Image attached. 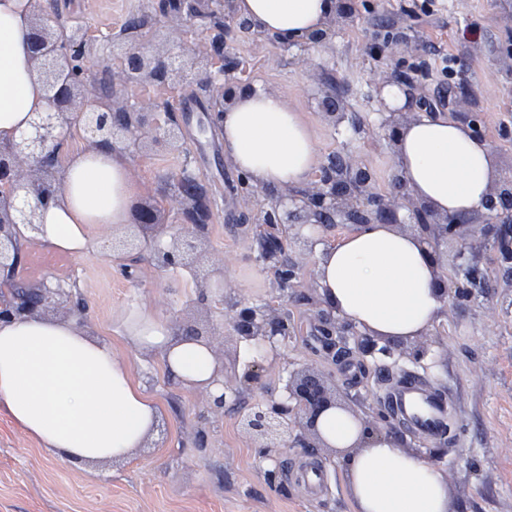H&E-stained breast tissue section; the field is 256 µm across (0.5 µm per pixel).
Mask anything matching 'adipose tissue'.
Instances as JSON below:
<instances>
[{
  "label": "adipose tissue",
  "mask_w": 512,
  "mask_h": 512,
  "mask_svg": "<svg viewBox=\"0 0 512 512\" xmlns=\"http://www.w3.org/2000/svg\"><path fill=\"white\" fill-rule=\"evenodd\" d=\"M37 0H0V141L25 131L46 108L28 35ZM258 30L294 45L323 27L332 0H237ZM218 124L224 157L256 187L306 183L318 159L301 114L263 83L238 95ZM395 168L414 197L437 213L475 212L493 183L485 139L445 114L406 125ZM142 194L121 157L92 146L66 155L54 199L39 211L35 236L54 249L85 254L98 246L93 225L134 222ZM317 276L332 311L374 336L408 338L428 328L444 304L438 274L418 236L370 224L339 241L316 243ZM134 345L158 353L182 386L200 388L217 366L210 349L174 337L165 321L139 309L123 324ZM0 411L53 459L88 467L126 458L151 439L161 408L112 353L72 318L16 315L0 320ZM357 512H448V484L436 464L384 439L347 467Z\"/></svg>",
  "instance_id": "obj_1"
}]
</instances>
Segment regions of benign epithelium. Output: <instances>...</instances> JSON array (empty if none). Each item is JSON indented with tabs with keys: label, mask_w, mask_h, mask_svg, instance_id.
I'll list each match as a JSON object with an SVG mask.
<instances>
[{
	"label": "benign epithelium",
	"mask_w": 512,
	"mask_h": 512,
	"mask_svg": "<svg viewBox=\"0 0 512 512\" xmlns=\"http://www.w3.org/2000/svg\"><path fill=\"white\" fill-rule=\"evenodd\" d=\"M155 14L163 17L169 29L167 44L152 47L154 29L141 17L120 37L98 41L87 36L61 37L51 18L42 14L31 23L29 36L34 67L48 101V109L37 114L32 130L17 138L0 141V284L8 295L0 301V316L10 314L44 315L52 299L61 292L46 283H15L21 260L24 237L20 226L35 228L38 209L48 198V186L55 184L59 173L57 146L64 133L78 128L93 146L118 155L136 156L150 148L182 153L183 135L173 116V104L162 105L166 119L160 120L158 108H146L128 94L135 87H166L180 91L184 87H202L210 91L215 107L222 108L234 89L247 86L238 76L241 64L227 54V35L234 29L255 33L251 21L240 17L234 0H157ZM351 2L336 0V14L327 27L313 33L310 40L320 43L336 28V24L352 18ZM200 27L211 36L184 53L175 34L184 27ZM109 49L120 61L118 86L112 88L108 102L82 103L80 98L87 84L84 59L102 49ZM390 84L404 88L406 111L387 112L382 125L390 140H396L400 127L418 118L412 111H432L433 106L416 93L417 81L401 69L382 81L378 90ZM317 108L329 123L336 126L345 118L341 99L327 93L316 99ZM180 189L176 200L184 220L182 231L159 244L152 256L162 268H198L204 256L208 224L211 220L206 191L188 169L178 179ZM393 183L397 197L390 198L374 189L370 170L354 164L341 155L328 157L314 182L306 187L285 186L266 193V207L261 210V223L282 229L287 224H317L331 228L338 224L363 226L388 224L401 231L405 222L399 210L405 206L412 214L419 236L432 248L456 238L463 242L491 238L500 259L512 269V176L495 182L483 209L485 222L470 223L463 216L448 217L434 213L424 202L414 198L400 175ZM158 203L145 201L135 207V225L143 232L161 227ZM101 248L110 255H123L141 248L136 237L107 235ZM259 251L264 262L276 267V283L281 291L295 287L297 272L288 263L286 242H268ZM224 284V271L212 267L197 281L199 299L204 301L214 286ZM240 341L277 349L280 340L288 337L287 320L266 307H244L231 322ZM343 413L355 422L357 438L341 446L349 458L365 447L366 439L391 433L390 416L382 424L361 419L336 401V395L315 373L308 370L289 378L279 400L253 407L241 419V427L256 441L259 453L273 459V453L288 446L293 430L299 427L310 433L323 448L332 444L322 431V423L332 413Z\"/></svg>",
	"instance_id": "obj_1"
}]
</instances>
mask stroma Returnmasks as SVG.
<instances>
[{
	"label": "stroma",
	"instance_id": "1",
	"mask_svg": "<svg viewBox=\"0 0 512 512\" xmlns=\"http://www.w3.org/2000/svg\"><path fill=\"white\" fill-rule=\"evenodd\" d=\"M40 9L60 12L90 37L119 34L127 22L150 11L151 0H41ZM351 21L340 24L325 48L291 50L266 39L238 33L227 39L231 56L246 66L250 81H261L302 112L319 161L332 154L364 164L375 189L393 191L392 145L381 127L383 106L376 85L397 66L417 70L422 92L435 111L449 115L478 112L498 175L512 174V0H354ZM388 43L383 58L373 57L372 42ZM336 91L347 114L339 127L328 124L315 98ZM191 90L174 101L187 154L152 151L128 158L144 199L159 201L164 234L183 222L169 200L182 168H190L205 187L212 212L205 264L224 268V295L195 305L197 288L176 270L157 266L135 251L124 262L137 265L135 279L124 278L110 257L92 252L68 256L38 241L26 243L18 280H53L84 304L85 327L106 336L112 352L134 380L161 406L155 439L125 460L101 464L96 476L49 457L25 430L0 413V512H355L340 457L329 448L278 449L277 462L259 457L240 420L253 405L279 394L285 380L305 368L318 370L336 388L338 400L361 417H375L383 390L411 371L450 391L457 407L454 436L425 440L404 432L402 451L437 452L448 482L451 512H512V289L501 280L494 245L477 248L472 262L458 257L452 240L436 254L442 277L466 279L470 266L479 277L468 296L448 298L429 329L391 342L392 356L363 355L355 338L330 343L323 334L328 308L317 282V254L311 238L325 241L344 227L288 229V255L298 269L297 286L285 294L274 274L258 262L259 225L247 217L253 199L233 194L235 170L224 158L214 126L212 98L203 111L188 112ZM262 305L287 313L290 335L267 353L259 383L246 380L252 358L229 328L236 308ZM138 307L162 317L172 333L191 327L206 335L224 362V382L240 389L238 402L211 411L200 391H189L166 374L159 355H144L121 335L123 321ZM424 350L413 360V350ZM321 462L329 485L312 491L291 480L289 466ZM276 478H268L270 469Z\"/></svg>",
	"mask_w": 512,
	"mask_h": 512
}]
</instances>
